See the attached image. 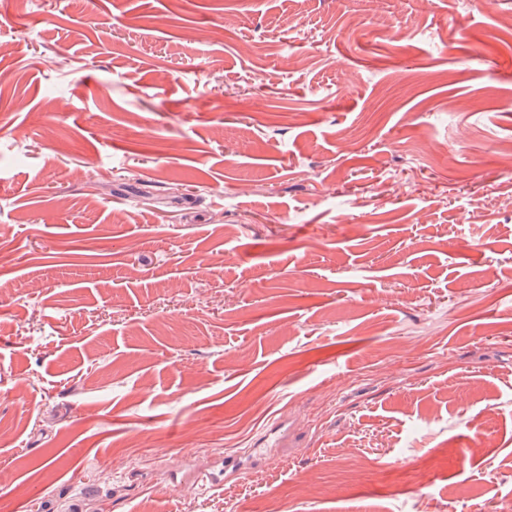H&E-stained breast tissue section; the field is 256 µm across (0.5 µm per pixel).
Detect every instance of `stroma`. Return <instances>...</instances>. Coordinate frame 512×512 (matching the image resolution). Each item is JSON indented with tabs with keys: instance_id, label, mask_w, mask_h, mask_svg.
I'll list each match as a JSON object with an SVG mask.
<instances>
[{
	"instance_id": "obj_1",
	"label": "stroma",
	"mask_w": 512,
	"mask_h": 512,
	"mask_svg": "<svg viewBox=\"0 0 512 512\" xmlns=\"http://www.w3.org/2000/svg\"><path fill=\"white\" fill-rule=\"evenodd\" d=\"M509 18L0 0V512H512Z\"/></svg>"
}]
</instances>
